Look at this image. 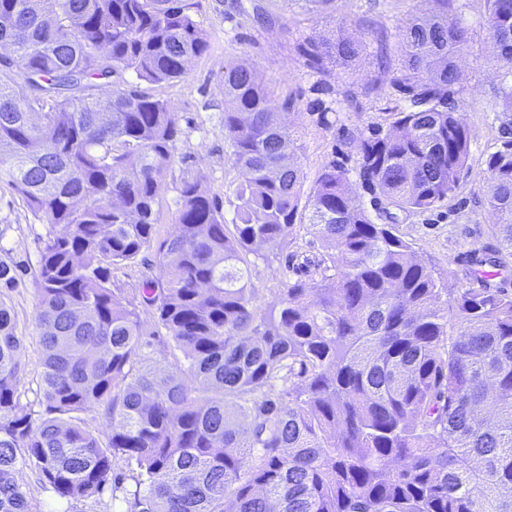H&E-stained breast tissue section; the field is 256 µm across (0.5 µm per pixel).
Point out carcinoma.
<instances>
[{
	"label": "carcinoma",
	"mask_w": 512,
	"mask_h": 512,
	"mask_svg": "<svg viewBox=\"0 0 512 512\" xmlns=\"http://www.w3.org/2000/svg\"><path fill=\"white\" fill-rule=\"evenodd\" d=\"M402 26L392 85L406 105L360 141L377 214L332 162L303 195L295 132L243 63L224 67V137L239 172L234 216L184 180L177 231L156 234L181 133L169 103L132 71L181 78L209 47L189 0H0V182L47 224L34 272L42 352L39 409L16 389L22 340L0 297V512H29L14 477L33 468L62 499L112 489L124 512H512V294L488 280L448 294L395 230L397 213L455 195L471 131L453 86L468 36L460 0ZM506 64L495 90L512 116V0H487ZM363 43L308 52L344 64ZM497 241L480 259L512 269V140L487 160ZM320 243L319 279L283 282L255 305L247 256ZM154 252L140 303L112 270ZM27 269L0 258V288ZM184 355L146 365L139 307ZM98 408L106 439L80 413Z\"/></svg>",
	"instance_id": "cac0c4a2"
}]
</instances>
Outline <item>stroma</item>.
Returning a JSON list of instances; mask_svg holds the SVG:
<instances>
[{"instance_id":"1","label":"stroma","mask_w":512,"mask_h":512,"mask_svg":"<svg viewBox=\"0 0 512 512\" xmlns=\"http://www.w3.org/2000/svg\"><path fill=\"white\" fill-rule=\"evenodd\" d=\"M194 18L206 31L210 47L186 74L172 83L151 84L126 73L128 82L160 97L179 116L181 135L161 194L158 236L174 229L182 180L200 178L206 192L222 201L225 218L234 212V190L240 180L230 162L224 137V98L219 79L226 65L249 64L270 91L282 119L296 132V155L305 189H312L331 162L347 170L358 201L370 193L356 173L358 144L371 127L403 100L391 85L392 71L403 59L399 33L409 16H427L432 0H334L324 10L304 9L300 0H193ZM459 18L469 33V48L458 60L461 92L457 110L472 133L469 157L456 195L433 210L400 215L396 232L434 265L446 287L469 284L475 252L494 247L488 232L494 218L485 205L486 160L504 140L501 108L493 87L503 71L485 28L486 0H461ZM335 42L362 41L363 50L349 65L325 63L313 70L307 61L309 38ZM46 231L25 201L0 183V257L36 266ZM320 246L306 227L292 240L263 246L251 258L250 286L260 305L270 304L284 281L286 255H318ZM22 338L24 369L17 378L22 402L35 400L42 370V344L35 324L38 290L33 276L5 292ZM15 478L27 492L31 512H118L111 494L67 501L20 467Z\"/></svg>"}]
</instances>
